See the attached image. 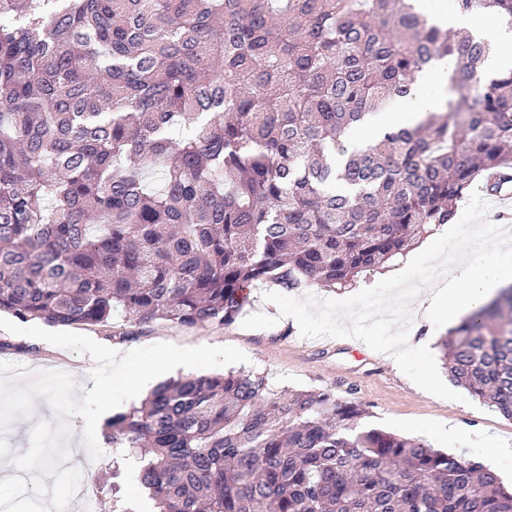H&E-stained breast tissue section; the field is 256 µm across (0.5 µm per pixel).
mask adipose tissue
<instances>
[{
  "instance_id": "adipose-tissue-1",
  "label": "adipose tissue",
  "mask_w": 512,
  "mask_h": 512,
  "mask_svg": "<svg viewBox=\"0 0 512 512\" xmlns=\"http://www.w3.org/2000/svg\"><path fill=\"white\" fill-rule=\"evenodd\" d=\"M422 10L441 27L468 31L491 46L487 67L491 71L512 68V30L505 25L486 22L481 14L451 13L443 0H420ZM448 64L419 73L416 86L435 88L432 96L402 98L392 111L369 116L362 127L363 141L378 138L391 127L412 126L425 113L440 110L448 97ZM512 283V247L492 243L478 252H463L460 260L437 286L426 289L424 301L439 317L449 322L482 307L499 288Z\"/></svg>"
}]
</instances>
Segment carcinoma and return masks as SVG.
Instances as JSON below:
<instances>
[{
	"mask_svg": "<svg viewBox=\"0 0 512 512\" xmlns=\"http://www.w3.org/2000/svg\"><path fill=\"white\" fill-rule=\"evenodd\" d=\"M512 25V0H458ZM410 0H0V312L233 324L268 281L346 288L512 184V68ZM449 60L446 111L356 146ZM512 288L438 346L512 419ZM245 370L112 417L155 512H512L482 462Z\"/></svg>",
	"mask_w": 512,
	"mask_h": 512,
	"instance_id": "obj_1",
	"label": "carcinoma"
}]
</instances>
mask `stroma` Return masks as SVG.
<instances>
[{"instance_id":"1","label":"stroma","mask_w":512,"mask_h":512,"mask_svg":"<svg viewBox=\"0 0 512 512\" xmlns=\"http://www.w3.org/2000/svg\"><path fill=\"white\" fill-rule=\"evenodd\" d=\"M454 222L482 225L480 241L466 240L470 249L478 242H491L504 235L499 212L478 201L473 190L459 201ZM273 289L269 282L252 286L242 310L246 317L255 313L275 317V325L266 329L246 330L238 321L229 326L183 327L159 320L139 326L117 312L111 328L88 327L84 333L101 344L129 351L160 342L237 347L249 358L245 370L265 375L274 390H327L338 399L358 401L365 410V426L420 438L433 448L479 458L498 471L504 485H512V461L499 462L493 457L494 449L512 448V420L505 419L484 400H446L420 389L395 365L391 355L375 352L360 340L302 337L292 317L280 315L274 304L264 300V293ZM18 359L23 360L25 371L15 370L13 363ZM89 363L87 354L0 330V382L25 385L33 373L52 367L76 377L75 395L80 398L94 386L92 380L81 376ZM56 421L50 403L39 397L30 414L13 419L0 430V479L16 475L12 459L28 450L35 425ZM106 424L103 418L97 424L101 456L85 455L78 464L98 512H112V486L105 477V465L123 453L122 448L105 440Z\"/></svg>"}]
</instances>
